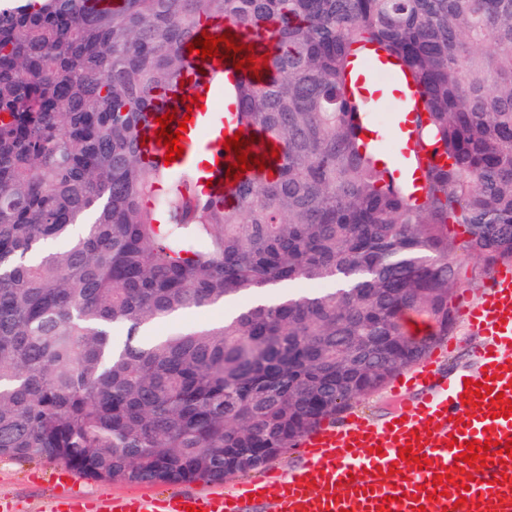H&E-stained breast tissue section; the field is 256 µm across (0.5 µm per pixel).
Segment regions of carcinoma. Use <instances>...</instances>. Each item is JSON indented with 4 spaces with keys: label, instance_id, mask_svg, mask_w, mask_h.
<instances>
[{
    "label": "carcinoma",
    "instance_id": "cac0c4a2",
    "mask_svg": "<svg viewBox=\"0 0 512 512\" xmlns=\"http://www.w3.org/2000/svg\"><path fill=\"white\" fill-rule=\"evenodd\" d=\"M216 18L267 55L234 95L245 133L280 149L231 206L140 151L145 113ZM367 44L424 98L418 145L438 162L418 203L361 136L348 77ZM469 257L512 264V0L0 7V457L108 482L257 470L448 335ZM224 319V305L219 304L202 310H189L181 313L166 323L160 324L151 332L154 336L166 334L176 329H186L205 323H212Z\"/></svg>",
    "mask_w": 512,
    "mask_h": 512
}]
</instances>
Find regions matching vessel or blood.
Instances as JSON below:
<instances>
[{"mask_svg":"<svg viewBox=\"0 0 512 512\" xmlns=\"http://www.w3.org/2000/svg\"><path fill=\"white\" fill-rule=\"evenodd\" d=\"M183 86L169 88L153 111L147 137L141 142L145 162L164 165L166 148L157 143V117L175 112L187 119L181 140L182 156L176 167L202 149L208 160L199 183L210 194L233 202L241 181L271 176L272 167L245 171L242 179L226 176L229 162L223 143L239 126L233 103L217 107L225 84L241 78L235 58L223 60L187 57ZM354 97L371 99L388 107L398 120L390 134L404 164L416 167L417 115L424 103L403 68L394 60L366 47L354 67ZM196 107H187L190 97ZM469 329L484 344L475 354L478 367L465 377L439 384L434 360H426L398 379L392 395L409 390L421 393L406 416L375 423L358 413H348L336 427L323 426L299 445L306 462L285 473L269 472L239 483L229 491L174 492L114 496L107 499H51L44 512H244L248 503L270 502L274 512H512V458L505 445L512 440V415L503 416L505 401L512 400V274L501 272L488 296L465 309ZM480 381L501 399L466 403L465 381ZM492 440L479 451L473 464L458 462L472 440ZM411 446V457L399 449Z\"/></svg>","mask_w":512,"mask_h":512,"instance_id":"b4317fda","label":"vessel or blood"}]
</instances>
